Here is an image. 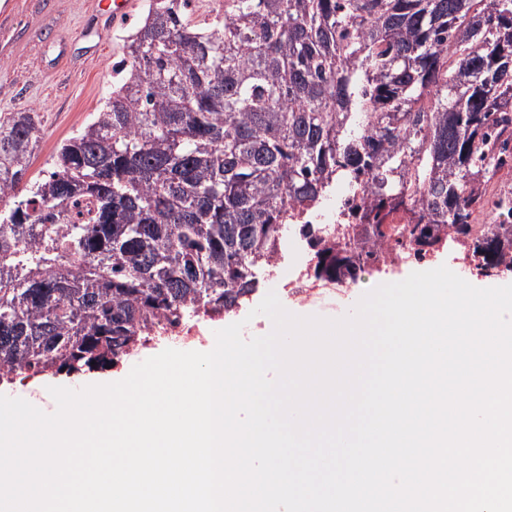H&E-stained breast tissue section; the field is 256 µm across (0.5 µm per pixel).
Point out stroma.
<instances>
[{
	"label": "stroma",
	"mask_w": 512,
	"mask_h": 512,
	"mask_svg": "<svg viewBox=\"0 0 512 512\" xmlns=\"http://www.w3.org/2000/svg\"><path fill=\"white\" fill-rule=\"evenodd\" d=\"M93 2L10 0L7 11H0V115L35 112L41 121L30 175H38L61 143L111 95L125 41L135 25L144 21L149 8L148 0H141L132 25L115 27L107 22L88 35L84 28ZM417 268V263L408 262L381 272H362L342 294L312 308L311 313L324 319L347 315L367 291L402 281ZM163 349V344H156L106 369L57 375L22 373L0 384V394L23 399L34 390L51 386L78 389L110 379L118 381L134 365Z\"/></svg>",
	"instance_id": "1"
}]
</instances>
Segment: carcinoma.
Segmentation results:
<instances>
[{"instance_id":"carcinoma-1","label":"carcinoma","mask_w":512,"mask_h":512,"mask_svg":"<svg viewBox=\"0 0 512 512\" xmlns=\"http://www.w3.org/2000/svg\"><path fill=\"white\" fill-rule=\"evenodd\" d=\"M189 6L152 0L112 97L41 175L38 117L0 116L1 380L231 311L338 182L359 193L357 240L305 225L320 272L386 264L392 241L512 272V223H474L496 175L482 151L512 168V0H224L195 24Z\"/></svg>"}]
</instances>
